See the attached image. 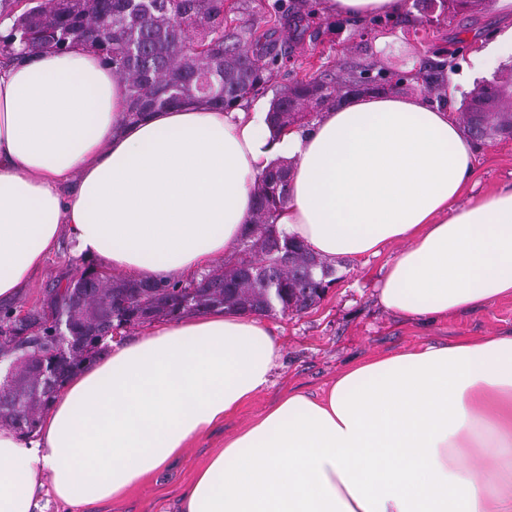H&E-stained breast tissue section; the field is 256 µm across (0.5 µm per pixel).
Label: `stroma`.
<instances>
[{
  "instance_id": "stroma-1",
  "label": "stroma",
  "mask_w": 512,
  "mask_h": 512,
  "mask_svg": "<svg viewBox=\"0 0 512 512\" xmlns=\"http://www.w3.org/2000/svg\"><path fill=\"white\" fill-rule=\"evenodd\" d=\"M420 27L399 25L376 28L361 34L347 17L315 16L310 34L288 40L287 25L273 29L270 42L288 58L276 68L272 88L288 83L294 74H317L323 65H372L397 76L439 51L455 52L458 67L446 70L444 79L453 95L448 100L453 119L471 91L461 83L472 65L476 40L512 29V0H493L475 14L433 11L422 14ZM471 183L483 193L512 183V136H498L475 145ZM402 249L390 244L376 257L333 260L335 282L321 302L299 314L269 317L280 343L281 356L270 375V384L256 399L227 417L223 427L198 440L170 468L142 483L130 495L98 504L93 512H166L181 488L226 436L246 426L265 407L284 393L299 389L320 394L352 361L415 348L426 343L443 345L462 336H494L512 330V299H500L476 311L437 319L423 326L385 309L378 301L377 287L388 262ZM84 261L61 249L51 256L29 286L13 303L15 309L40 306L44 293L56 277L78 275Z\"/></svg>"
}]
</instances>
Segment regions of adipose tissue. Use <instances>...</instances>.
I'll return each instance as SVG.
<instances>
[{
    "mask_svg": "<svg viewBox=\"0 0 512 512\" xmlns=\"http://www.w3.org/2000/svg\"><path fill=\"white\" fill-rule=\"evenodd\" d=\"M96 54L0 63V304L60 238L138 281L188 277L240 238L251 186L291 161L278 221L315 254L407 241L379 288L429 322L512 298V187L457 201L471 140L448 109L361 93L312 128L199 103L126 123ZM279 344L259 317L208 312L116 342L68 376L34 437L0 427V512L125 497L266 390ZM179 512H512V334L356 362L321 396L288 391L224 442Z\"/></svg>",
    "mask_w": 512,
    "mask_h": 512,
    "instance_id": "1",
    "label": "adipose tissue"
}]
</instances>
